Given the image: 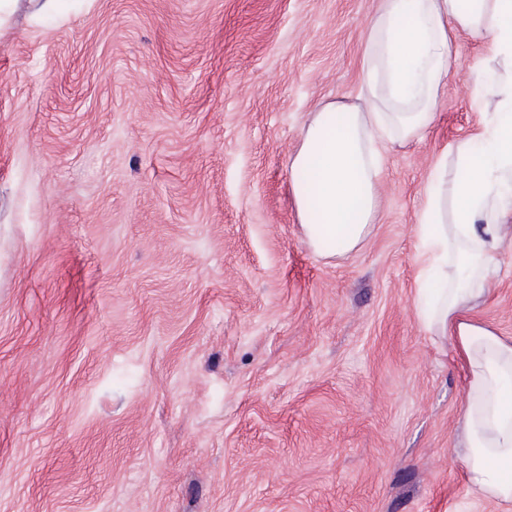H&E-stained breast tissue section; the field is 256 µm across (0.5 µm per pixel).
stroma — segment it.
I'll use <instances>...</instances> for the list:
<instances>
[{"mask_svg": "<svg viewBox=\"0 0 512 512\" xmlns=\"http://www.w3.org/2000/svg\"><path fill=\"white\" fill-rule=\"evenodd\" d=\"M379 0L0 9V512H503L468 492L464 374L415 313L431 168L384 154L371 235L307 244L290 158L355 99ZM480 320L512 336V246Z\"/></svg>", "mask_w": 512, "mask_h": 512, "instance_id": "obj_1", "label": "stroma"}]
</instances>
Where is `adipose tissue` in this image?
Returning a JSON list of instances; mask_svg holds the SVG:
<instances>
[{
    "instance_id": "ef3b65f1",
    "label": "adipose tissue",
    "mask_w": 512,
    "mask_h": 512,
    "mask_svg": "<svg viewBox=\"0 0 512 512\" xmlns=\"http://www.w3.org/2000/svg\"><path fill=\"white\" fill-rule=\"evenodd\" d=\"M459 32L481 38L504 68L472 74L475 98L494 88V106L432 168L416 226V313L432 336L451 340L464 370L468 488L512 512V337L474 320L470 305L489 293L499 251L512 245V0H380L367 26L359 101L311 114L290 163L292 192L315 252L357 250L379 208L383 154L432 127Z\"/></svg>"
}]
</instances>
